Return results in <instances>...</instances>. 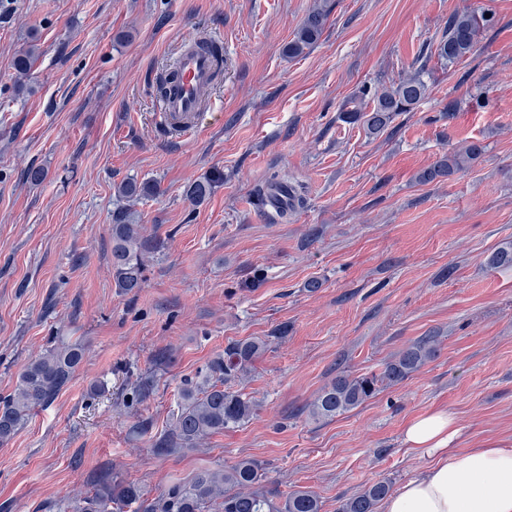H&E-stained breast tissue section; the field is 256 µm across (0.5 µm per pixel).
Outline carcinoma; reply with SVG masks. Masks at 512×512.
Wrapping results in <instances>:
<instances>
[{"label": "carcinoma", "mask_w": 512, "mask_h": 512, "mask_svg": "<svg viewBox=\"0 0 512 512\" xmlns=\"http://www.w3.org/2000/svg\"><path fill=\"white\" fill-rule=\"evenodd\" d=\"M329 17L324 3L314 4L295 31L284 51L297 57L311 48L322 36ZM484 18L472 13L455 15L437 42L434 54L445 64H454L472 54L479 43ZM39 57L35 41L26 42L14 55L12 65L17 88H25L31 69ZM428 92L427 84L417 73L408 74L389 87L374 91L372 106L364 110L357 106L346 111L354 120H361L369 134L379 135L400 112L410 111ZM483 152V145L471 142L461 150L446 155L422 170L417 180L433 182L463 172ZM224 181V173L214 170L192 182L186 198L193 206L207 201L215 187ZM280 187L288 190L290 210L304 205L301 190L285 180L274 181L258 191V203ZM118 198L128 202L112 211V278L122 293L142 288L145 282L150 249L140 233L139 216L132 203L156 195L158 186L149 181L130 178L115 187ZM491 268H512V244L497 249L487 259ZM287 327L275 335L233 340L215 354L194 376L181 382L179 402L168 429L153 447L195 448L208 438L226 430L240 428L256 413V403L237 388L253 369L256 360L271 343L285 337ZM435 355L434 337L413 343L385 364L379 373L352 375L341 372L324 387L309 404L315 419H330L349 412L375 397L383 386L396 385L420 370ZM84 357L77 343H61L45 349L30 359L19 371L12 393L0 401V442L10 440L23 425L31 411L48 404L69 383ZM266 468L255 459L247 458L220 469H205L190 480L172 485L164 494L150 500L135 483L114 478L101 480L93 493L76 505V512H119L136 504L140 512H321V502L311 492L298 490L279 503L254 490L265 477ZM390 493V484L374 482L361 491L340 501L337 512H375L380 501Z\"/></svg>", "instance_id": "1"}]
</instances>
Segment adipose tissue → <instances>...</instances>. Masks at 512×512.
Listing matches in <instances>:
<instances>
[{
  "instance_id": "obj_1",
  "label": "adipose tissue",
  "mask_w": 512,
  "mask_h": 512,
  "mask_svg": "<svg viewBox=\"0 0 512 512\" xmlns=\"http://www.w3.org/2000/svg\"><path fill=\"white\" fill-rule=\"evenodd\" d=\"M456 419L437 411L411 420L404 442L428 466L390 493L382 512H512V447L456 450Z\"/></svg>"
}]
</instances>
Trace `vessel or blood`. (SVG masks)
I'll use <instances>...</instances> for the list:
<instances>
[{"mask_svg": "<svg viewBox=\"0 0 512 512\" xmlns=\"http://www.w3.org/2000/svg\"><path fill=\"white\" fill-rule=\"evenodd\" d=\"M175 68L177 81L161 97L159 111L169 126L179 127L182 135L195 132L203 110V91L218 68L216 56L205 48H189L181 52Z\"/></svg>", "mask_w": 512, "mask_h": 512, "instance_id": "b4317fda", "label": "vessel or blood"}]
</instances>
